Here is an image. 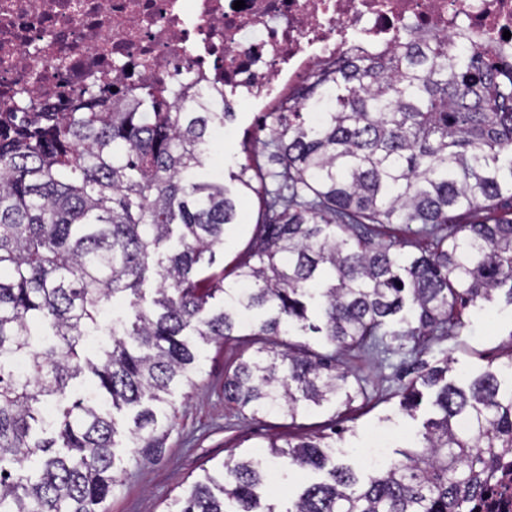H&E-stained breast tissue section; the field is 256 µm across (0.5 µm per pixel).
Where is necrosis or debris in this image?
Instances as JSON below:
<instances>
[{
	"label": "necrosis or debris",
	"instance_id": "necrosis-or-debris-1",
	"mask_svg": "<svg viewBox=\"0 0 512 512\" xmlns=\"http://www.w3.org/2000/svg\"><path fill=\"white\" fill-rule=\"evenodd\" d=\"M0 0V112L20 98L74 102L96 81L123 96L162 77L235 112L268 111L324 65L383 58L402 42H467L489 60L512 58V0ZM61 60L33 79L34 55ZM469 512H512V450Z\"/></svg>",
	"mask_w": 512,
	"mask_h": 512
}]
</instances>
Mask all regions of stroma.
Returning <instances> with one entry per match:
<instances>
[{
  "label": "stroma",
  "mask_w": 512,
  "mask_h": 512,
  "mask_svg": "<svg viewBox=\"0 0 512 512\" xmlns=\"http://www.w3.org/2000/svg\"><path fill=\"white\" fill-rule=\"evenodd\" d=\"M257 115L237 113L224 137L215 139L207 162L212 171L230 175L244 163V148L253 147L249 134L255 131ZM242 208L245 223L231 226L224 245L215 251V264L232 271L234 258L243 252L253 224L262 210L255 197H248ZM465 325L447 336H429L415 349L380 354L355 351L346 357L348 366L367 388V401L356 402L347 412L327 405L298 418L296 424L278 415L251 417L224 404V371L239 354H252L244 340L225 341L224 345L202 346L198 355L199 372L192 388L176 387L171 397L176 420L165 440L161 459L148 460L118 451L116 466L121 472L117 486L106 502L107 512H166L172 500L191 484L202 469L211 468L230 453L259 454L269 440L297 439L318 431L343 430L345 461L363 470L362 450L377 434L388 442L386 459H394L396 450L408 446L420 429L426 410L409 417L399 409V389L410 378L414 361L435 365L451 358L448 377L465 383L479 374L495 369L512 356V307L496 303L492 313L476 308L463 312Z\"/></svg>",
  "instance_id": "stroma-1"
}]
</instances>
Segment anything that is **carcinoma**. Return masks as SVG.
I'll return each instance as SVG.
<instances>
[{"label":"carcinoma","instance_id":"obj_1","mask_svg":"<svg viewBox=\"0 0 512 512\" xmlns=\"http://www.w3.org/2000/svg\"><path fill=\"white\" fill-rule=\"evenodd\" d=\"M83 93L69 112L0 115V512H105L118 415L132 456L160 459L176 414L159 405L195 385L203 344L250 337L256 354L224 372L225 405L294 421L366 396L347 353L512 306L511 64L439 39L324 66L264 113L278 169L246 157L235 194L188 180L234 117L224 102L186 108L187 90L162 81L123 107L93 83ZM242 195L262 219L226 287L214 249ZM374 224H415L429 245L408 254ZM309 332L315 347L297 340ZM507 367L506 384L487 370L460 385L448 359L424 367L400 407L413 415L426 388L432 416L384 470L359 476L331 435L271 440L266 459L203 470L168 512H468L512 450ZM270 458L325 476L283 508L263 496Z\"/></svg>","mask_w":512,"mask_h":512}]
</instances>
